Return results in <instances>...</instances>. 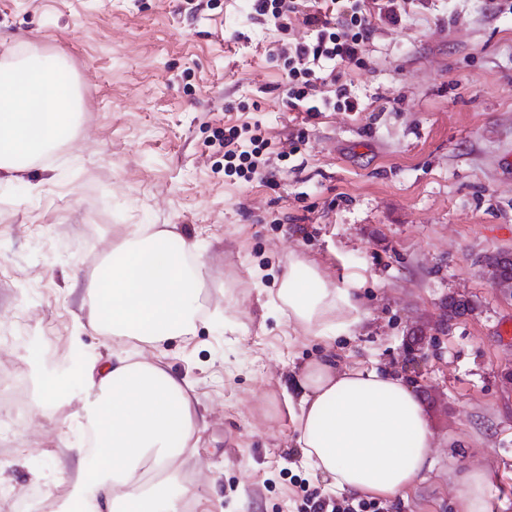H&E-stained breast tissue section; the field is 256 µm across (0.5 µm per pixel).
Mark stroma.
Instances as JSON below:
<instances>
[{"label": "stroma", "instance_id": "stroma-1", "mask_svg": "<svg viewBox=\"0 0 512 512\" xmlns=\"http://www.w3.org/2000/svg\"><path fill=\"white\" fill-rule=\"evenodd\" d=\"M365 0L363 64L349 110L288 104L276 29L253 0H0V62L65 64L75 134L0 181V368L20 366V418L0 417V512L36 491L69 499L61 451L86 441L78 403L50 402L55 361L119 343L77 326L73 277L90 275L139 224L175 225L203 281L194 334L161 344L195 387L205 423L178 460L193 512H308L327 496L296 445L291 382L327 349L341 364L401 373L423 400L434 467L382 512H454L452 471L496 476L490 512H512V299L482 275L512 252V0H405L397 22ZM263 141L256 173L224 158V132ZM356 284L353 335L305 334L273 302L294 259ZM472 309L448 332L440 301ZM62 459L55 468L54 459Z\"/></svg>", "mask_w": 512, "mask_h": 512}]
</instances>
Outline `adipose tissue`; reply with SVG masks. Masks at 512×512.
<instances>
[{
	"label": "adipose tissue",
	"mask_w": 512,
	"mask_h": 512,
	"mask_svg": "<svg viewBox=\"0 0 512 512\" xmlns=\"http://www.w3.org/2000/svg\"><path fill=\"white\" fill-rule=\"evenodd\" d=\"M80 105L70 72L25 59L0 66V177H21L31 160L68 139ZM191 248L175 229L138 227L112 246L91 277L77 281L89 326L139 348L190 335L201 272L186 266ZM280 281L277 307L305 333L350 328L361 319L351 289L328 284L295 260ZM80 412L94 426L98 462L79 457L69 506L74 512H177L188 488L173 463L195 448L204 417L191 383L160 362L122 348L106 360L83 358ZM297 444L306 465L338 493L389 498L434 466L432 431L405 379L345 367L324 351L297 379ZM494 474L472 466L457 474L456 512H490Z\"/></svg>",
	"instance_id": "ef3b65f1"
}]
</instances>
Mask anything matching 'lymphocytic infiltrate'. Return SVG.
<instances>
[{"mask_svg":"<svg viewBox=\"0 0 512 512\" xmlns=\"http://www.w3.org/2000/svg\"><path fill=\"white\" fill-rule=\"evenodd\" d=\"M254 8L283 28L289 15L301 16L309 32L288 54V103L307 112L320 111L308 91L339 84L350 66L360 65L359 43L369 32L360 0H255Z\"/></svg>","mask_w":512,"mask_h":512,"instance_id":"obj_1","label":"lymphocytic infiltrate"}]
</instances>
